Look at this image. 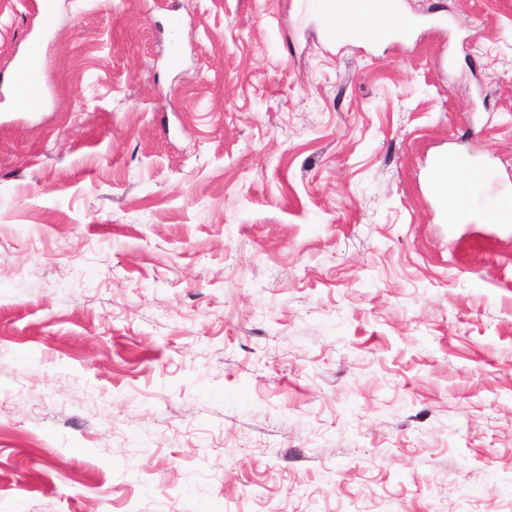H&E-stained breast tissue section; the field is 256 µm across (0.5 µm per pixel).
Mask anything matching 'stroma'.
Instances as JSON below:
<instances>
[{"instance_id":"obj_1","label":"stroma","mask_w":512,"mask_h":512,"mask_svg":"<svg viewBox=\"0 0 512 512\" xmlns=\"http://www.w3.org/2000/svg\"><path fill=\"white\" fill-rule=\"evenodd\" d=\"M298 4L0 0V512H512V0ZM383 18L374 12L357 8L344 13L336 9V23L329 24L325 30V36L336 43L344 44L349 40L367 41L371 36L374 39H383L386 26V38L403 39L416 27L415 17L406 14L401 7L400 0H378ZM346 17L347 24L343 17ZM364 24L367 29L351 25ZM371 35H370V33ZM42 69V57L39 46L32 43L26 54L18 59L12 70V79L19 85L26 86L32 95L39 99L40 90L38 85L39 75ZM24 87H18L19 101L25 100L29 91ZM482 177V171L464 155L455 152L437 154L429 174L435 208L448 220H461L468 216L474 208L473 196L460 193L458 187L463 181L473 187Z\"/></svg>"}]
</instances>
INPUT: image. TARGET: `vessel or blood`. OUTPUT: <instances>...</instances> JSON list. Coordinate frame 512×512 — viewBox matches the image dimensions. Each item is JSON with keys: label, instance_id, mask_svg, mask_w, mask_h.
<instances>
[{"label": "vessel or blood", "instance_id": "b4317fda", "mask_svg": "<svg viewBox=\"0 0 512 512\" xmlns=\"http://www.w3.org/2000/svg\"><path fill=\"white\" fill-rule=\"evenodd\" d=\"M385 19L386 35L391 39L407 37L416 27L415 17L406 14L400 0H379ZM326 37L336 44L350 40L367 41L368 30L347 24L344 19L328 25ZM42 69V57L38 45H30L26 54L18 59L12 70L15 83L26 86L32 95H39L38 79ZM483 177L482 171L464 155L455 152L437 154L431 165L429 188L436 209L443 217L460 220L468 216L474 208L472 196L459 192L461 183L476 184Z\"/></svg>", "mask_w": 512, "mask_h": 512}]
</instances>
